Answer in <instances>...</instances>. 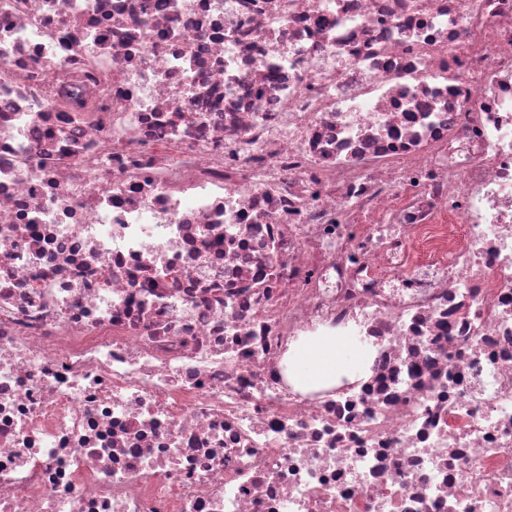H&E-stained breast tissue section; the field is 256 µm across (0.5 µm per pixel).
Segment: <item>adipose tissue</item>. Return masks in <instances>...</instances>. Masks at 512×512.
Masks as SVG:
<instances>
[{
	"instance_id": "1",
	"label": "adipose tissue",
	"mask_w": 512,
	"mask_h": 512,
	"mask_svg": "<svg viewBox=\"0 0 512 512\" xmlns=\"http://www.w3.org/2000/svg\"><path fill=\"white\" fill-rule=\"evenodd\" d=\"M362 360L360 350L345 340L316 339L295 350L289 368L303 385L320 388L335 384Z\"/></svg>"
}]
</instances>
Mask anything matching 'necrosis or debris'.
<instances>
[{"label":"necrosis or debris","instance_id":"obj_1","mask_svg":"<svg viewBox=\"0 0 512 512\" xmlns=\"http://www.w3.org/2000/svg\"><path fill=\"white\" fill-rule=\"evenodd\" d=\"M0 512H512V0H0ZM362 360L360 350L352 348L345 339H315L295 350L289 368L303 385L320 388L335 384Z\"/></svg>","mask_w":512,"mask_h":512}]
</instances>
